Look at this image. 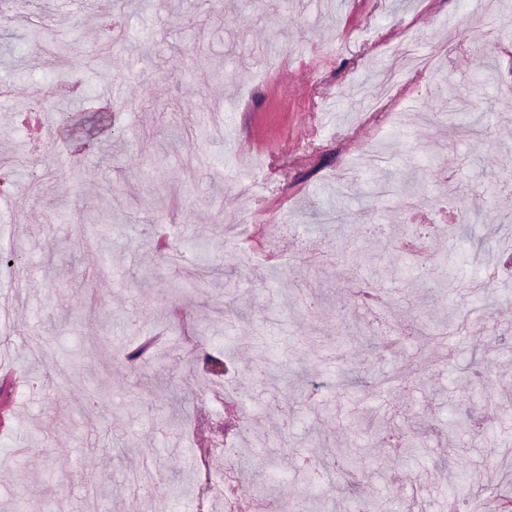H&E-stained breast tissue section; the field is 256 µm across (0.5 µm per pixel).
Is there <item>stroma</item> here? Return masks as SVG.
Segmentation results:
<instances>
[{
  "instance_id": "stroma-1",
  "label": "stroma",
  "mask_w": 512,
  "mask_h": 512,
  "mask_svg": "<svg viewBox=\"0 0 512 512\" xmlns=\"http://www.w3.org/2000/svg\"><path fill=\"white\" fill-rule=\"evenodd\" d=\"M1 14L17 94L0 253L17 261L0 273V512H224L228 474L239 512H284L300 488L306 512L512 496V275L493 261L507 229L484 219L512 189V0L481 17L460 0ZM406 28L432 69L394 66ZM450 35L452 61L434 58ZM104 77L133 97L102 98ZM46 83L74 93L37 111ZM48 130L54 154L34 153ZM421 224L415 265L397 242ZM357 281L386 305H359Z\"/></svg>"
}]
</instances>
